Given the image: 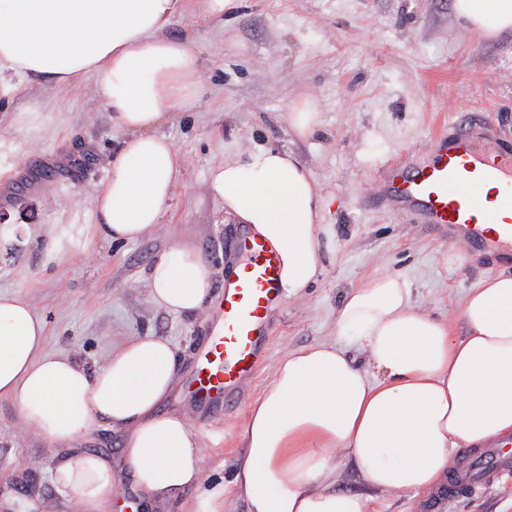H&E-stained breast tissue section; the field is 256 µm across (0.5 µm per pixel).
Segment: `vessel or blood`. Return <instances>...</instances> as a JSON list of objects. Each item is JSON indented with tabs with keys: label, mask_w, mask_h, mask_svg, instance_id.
Instances as JSON below:
<instances>
[{
	"label": "vessel or blood",
	"mask_w": 512,
	"mask_h": 512,
	"mask_svg": "<svg viewBox=\"0 0 512 512\" xmlns=\"http://www.w3.org/2000/svg\"><path fill=\"white\" fill-rule=\"evenodd\" d=\"M378 194L449 241L512 255V153L493 140L467 129L433 136L425 149L383 171ZM236 251L243 261L214 309L219 326L197 349L184 384V409L195 419L237 403L264 365L270 317L283 302L278 254L250 233L237 240ZM511 473L512 436H502L453 463L446 493L478 495Z\"/></svg>",
	"instance_id": "obj_1"
}]
</instances>
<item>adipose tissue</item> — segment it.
<instances>
[{"mask_svg":"<svg viewBox=\"0 0 512 512\" xmlns=\"http://www.w3.org/2000/svg\"><path fill=\"white\" fill-rule=\"evenodd\" d=\"M239 3L0 0V100L18 78L67 87L89 76L129 134L92 199L93 234L128 243L159 224L181 162L155 128L192 105L198 84L191 44L165 29L192 8L220 17ZM452 8L483 37L512 32V0H453ZM207 190L279 254L284 296H302L322 257L324 197L309 170L289 152L251 149L213 166ZM210 278L187 239L147 275L152 302L188 317L205 309ZM460 317L461 338L390 273L348 290L336 313L337 342L289 351L251 408L234 475L247 512H374V492L438 488L460 449L512 434V272L470 289ZM45 339L31 305L0 293V397L14 402L26 426L68 448L51 474L66 501L81 512L113 506L111 460L77 448L103 424L125 432L124 462L143 504L199 485L195 432L183 415L159 410L178 378L166 338L123 341L95 368L47 351ZM340 457L354 464L360 490L341 489Z\"/></svg>","mask_w":512,"mask_h":512,"instance_id":"1","label":"adipose tissue"}]
</instances>
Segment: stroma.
<instances>
[{"instance_id":"35a3bbf8","label":"stroma","mask_w":512,"mask_h":512,"mask_svg":"<svg viewBox=\"0 0 512 512\" xmlns=\"http://www.w3.org/2000/svg\"><path fill=\"white\" fill-rule=\"evenodd\" d=\"M452 0H242L222 18L175 16L169 36L189 39L199 59L191 109L156 131L183 160L182 180L160 224L139 241L91 235L92 199L125 130L92 79L55 89L23 82L0 104V292L26 299L46 322L48 351L102 363L113 344L151 333L168 339L188 371L205 316H178L149 297L147 272L175 235L189 237L211 268L218 295L240 225L206 188L210 168L246 148L289 151L327 200L323 259L304 298L284 299L270 319L267 362L236 408L196 422L203 479L160 512H197L222 491V512H245L233 484L250 406L285 351L336 339V310L349 289L387 271L406 279L417 303L456 336L464 294L512 269L486 253L459 256L427 224L372 201L381 171L447 130L449 107L484 136L512 148V35L467 36ZM312 96L318 124L300 135L292 104ZM24 427L0 398V506L7 512H74L51 483L62 456ZM375 512H512V476L485 493L428 509L425 494H378Z\"/></svg>"}]
</instances>
